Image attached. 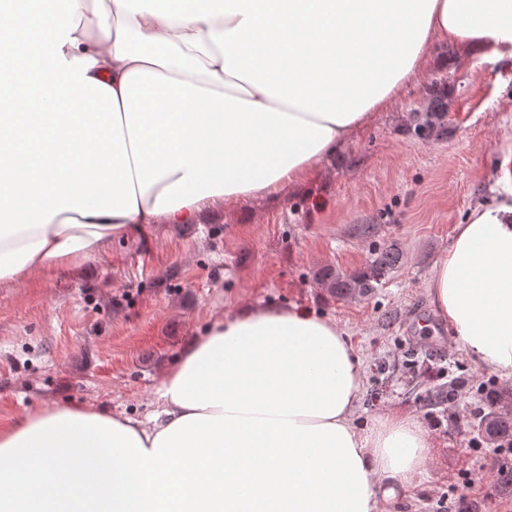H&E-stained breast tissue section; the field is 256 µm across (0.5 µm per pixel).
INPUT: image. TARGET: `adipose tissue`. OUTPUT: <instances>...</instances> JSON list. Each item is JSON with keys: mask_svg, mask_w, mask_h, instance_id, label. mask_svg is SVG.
<instances>
[{"mask_svg": "<svg viewBox=\"0 0 512 512\" xmlns=\"http://www.w3.org/2000/svg\"><path fill=\"white\" fill-rule=\"evenodd\" d=\"M0 0V282L301 184L434 43L512 56V0ZM431 301L512 381V198L437 259ZM363 361L297 305L213 319L146 418L0 428V512H383L431 465L417 416L360 424Z\"/></svg>", "mask_w": 512, "mask_h": 512, "instance_id": "adipose-tissue-1", "label": "adipose tissue"}]
</instances>
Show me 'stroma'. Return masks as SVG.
Segmentation results:
<instances>
[{"label":"stroma","instance_id":"obj_1","mask_svg":"<svg viewBox=\"0 0 512 512\" xmlns=\"http://www.w3.org/2000/svg\"><path fill=\"white\" fill-rule=\"evenodd\" d=\"M434 61L335 152L316 177L158 224L96 258L25 283L0 282V426L78 404L143 418L183 348L240 306L296 304L347 330L365 361L358 419L414 413L433 439L428 477L384 512H512L492 444L469 446L490 402L512 399L475 368L427 292L434 262L473 206L492 202L512 149V57L437 46ZM444 117L416 130L434 100ZM396 245L402 263L374 293L339 297L317 280L364 270Z\"/></svg>","mask_w":512,"mask_h":512}]
</instances>
